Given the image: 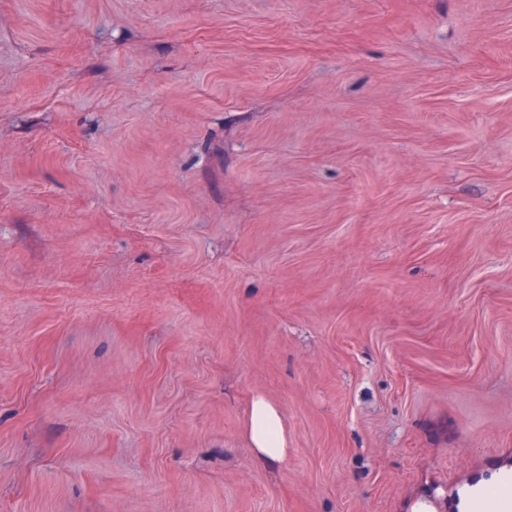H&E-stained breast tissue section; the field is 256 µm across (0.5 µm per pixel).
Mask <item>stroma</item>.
I'll list each match as a JSON object with an SVG mask.
<instances>
[{"label": "stroma", "mask_w": 512, "mask_h": 512, "mask_svg": "<svg viewBox=\"0 0 512 512\" xmlns=\"http://www.w3.org/2000/svg\"><path fill=\"white\" fill-rule=\"evenodd\" d=\"M510 471L512 0H0V512ZM244 434L263 461L282 460L288 454V439L281 411L263 396L253 398L245 418Z\"/></svg>", "instance_id": "35a3bbf8"}]
</instances>
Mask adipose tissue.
Returning <instances> with one entry per match:
<instances>
[{
    "mask_svg": "<svg viewBox=\"0 0 512 512\" xmlns=\"http://www.w3.org/2000/svg\"><path fill=\"white\" fill-rule=\"evenodd\" d=\"M244 434L261 460H280L288 453L281 411L265 397L253 398L245 418Z\"/></svg>",
    "mask_w": 512,
    "mask_h": 512,
    "instance_id": "obj_1",
    "label": "adipose tissue"
}]
</instances>
